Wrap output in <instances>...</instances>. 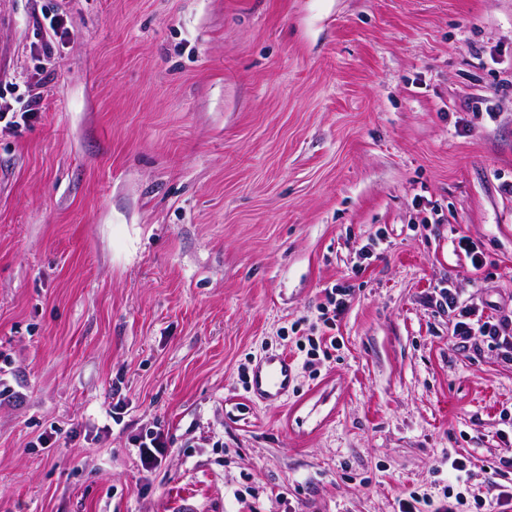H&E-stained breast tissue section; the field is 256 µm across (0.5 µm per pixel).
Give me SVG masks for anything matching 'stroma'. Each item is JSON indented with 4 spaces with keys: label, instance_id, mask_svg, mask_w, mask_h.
<instances>
[{
    "label": "stroma",
    "instance_id": "obj_1",
    "mask_svg": "<svg viewBox=\"0 0 512 512\" xmlns=\"http://www.w3.org/2000/svg\"><path fill=\"white\" fill-rule=\"evenodd\" d=\"M30 95L0 123V512H436L455 458L461 512L495 505L512 361L433 299L512 312V0H0V96ZM23 103V102H22ZM40 100L37 98H33L23 103L19 109H15L12 104L4 102V106L2 103L0 104V121L7 120L8 124L12 125H20L21 120L23 123H26L30 117H32L35 112L40 109ZM292 381V361L280 352L269 355L253 368L248 388L256 398L275 401L288 392ZM139 451L140 461L146 469L154 468L161 462L166 444L163 434L159 431L146 432L135 440Z\"/></svg>",
    "mask_w": 512,
    "mask_h": 512
}]
</instances>
